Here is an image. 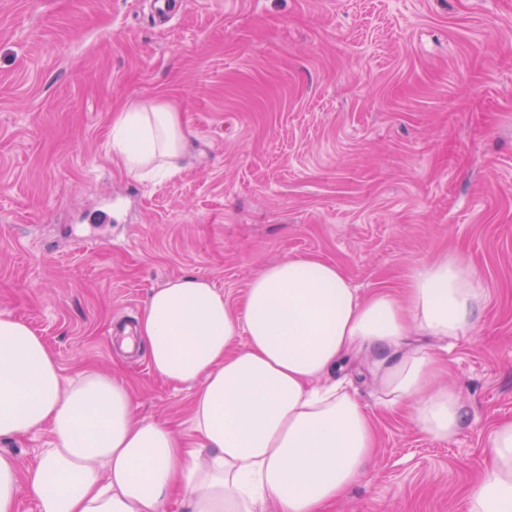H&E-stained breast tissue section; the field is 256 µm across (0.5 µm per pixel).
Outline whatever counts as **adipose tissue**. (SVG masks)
Masks as SVG:
<instances>
[{
	"label": "adipose tissue",
	"mask_w": 512,
	"mask_h": 512,
	"mask_svg": "<svg viewBox=\"0 0 512 512\" xmlns=\"http://www.w3.org/2000/svg\"><path fill=\"white\" fill-rule=\"evenodd\" d=\"M112 132L127 173L177 174L186 129L170 105L129 106ZM485 301L481 273L458 254L424 264L401 298L360 296L335 264L291 257L251 278L238 315L209 281L170 280L124 345L144 346L159 377L192 389L191 442L138 419L117 377L63 376L26 322L0 314V439L45 427L53 437L25 468L0 452V512H19L25 497L39 512H165L176 498L187 512H327L370 477L376 447L367 406L334 373L361 362L381 408L450 440L465 411L439 380L440 351ZM487 455L465 512H512V419L495 426Z\"/></svg>",
	"instance_id": "adipose-tissue-1"
}]
</instances>
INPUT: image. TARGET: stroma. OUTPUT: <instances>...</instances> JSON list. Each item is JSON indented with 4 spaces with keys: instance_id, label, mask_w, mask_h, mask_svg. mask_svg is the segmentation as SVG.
Listing matches in <instances>:
<instances>
[{
    "instance_id": "35a3bbf8",
    "label": "stroma",
    "mask_w": 512,
    "mask_h": 512,
    "mask_svg": "<svg viewBox=\"0 0 512 512\" xmlns=\"http://www.w3.org/2000/svg\"><path fill=\"white\" fill-rule=\"evenodd\" d=\"M133 103L180 112L176 176L116 163ZM456 252L487 291L441 375L465 423L440 442L376 412L372 477L335 512H463L512 417V0H171L163 20L152 0H0V313L63 375L124 380L138 418L195 436L191 391L117 332L169 280L237 311L258 271L311 256L400 296Z\"/></svg>"
}]
</instances>
